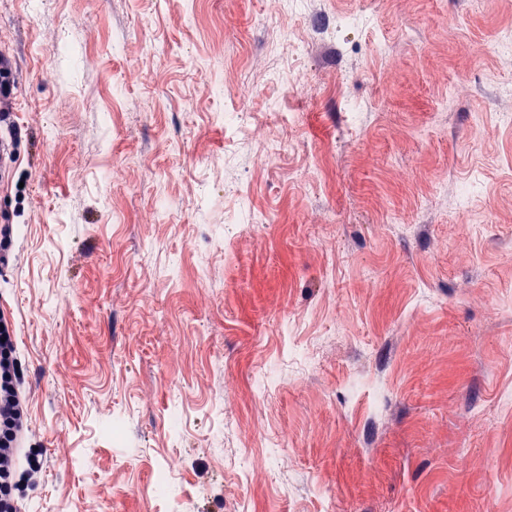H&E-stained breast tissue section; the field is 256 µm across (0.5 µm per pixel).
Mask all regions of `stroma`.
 Here are the masks:
<instances>
[{"label": "stroma", "mask_w": 512, "mask_h": 512, "mask_svg": "<svg viewBox=\"0 0 512 512\" xmlns=\"http://www.w3.org/2000/svg\"><path fill=\"white\" fill-rule=\"evenodd\" d=\"M508 38L512 0H0L21 512H512Z\"/></svg>", "instance_id": "35a3bbf8"}]
</instances>
